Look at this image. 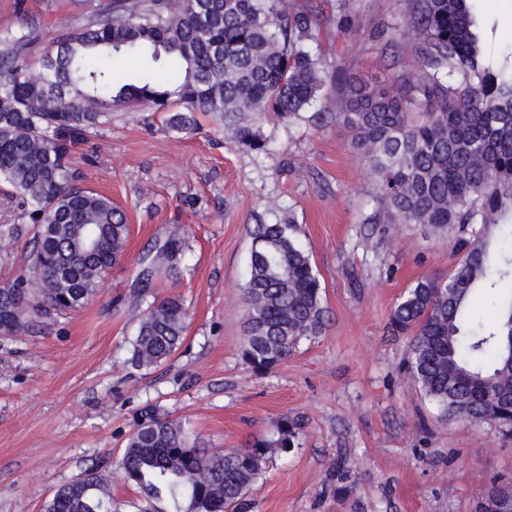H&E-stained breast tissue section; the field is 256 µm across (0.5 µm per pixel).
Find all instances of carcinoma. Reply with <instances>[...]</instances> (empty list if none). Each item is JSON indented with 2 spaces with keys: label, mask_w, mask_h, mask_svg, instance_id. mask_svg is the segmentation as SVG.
I'll return each instance as SVG.
<instances>
[{
  "label": "carcinoma",
  "mask_w": 512,
  "mask_h": 512,
  "mask_svg": "<svg viewBox=\"0 0 512 512\" xmlns=\"http://www.w3.org/2000/svg\"><path fill=\"white\" fill-rule=\"evenodd\" d=\"M474 0H404L415 40L393 62L389 82L346 79L336 123L363 158L373 202L366 224H422L456 235L460 259L448 276L411 284L389 327L410 337L404 369L444 420H494L512 431V56L482 50ZM318 6L291 11L283 0H101L81 25L59 20V35L38 66L27 59L33 28L0 39V183L35 225L24 272L0 287V335H26L40 315L76 311L124 254L126 213L112 199L75 184L74 142L112 119L149 105L180 130L196 113L224 121L239 143L267 148L255 123L294 121L324 88ZM117 55L143 60L117 72ZM179 62L167 70V58ZM243 287L247 331L241 354L264 375L325 324L322 286L294 224L250 231ZM92 237L94 253L78 244ZM178 232L140 259L132 362L151 369L181 345L189 316L177 296L150 291L156 275L186 267ZM493 295L491 323L470 308ZM301 423L284 418L273 434L243 450L221 452L189 441L186 421L148 408L119 463L142 492L141 512H238L271 453L294 443ZM43 512H117L107 476L90 471L59 488Z\"/></svg>",
  "instance_id": "carcinoma-1"
}]
</instances>
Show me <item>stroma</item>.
Here are the masks:
<instances>
[{
    "label": "stroma",
    "mask_w": 512,
    "mask_h": 512,
    "mask_svg": "<svg viewBox=\"0 0 512 512\" xmlns=\"http://www.w3.org/2000/svg\"><path fill=\"white\" fill-rule=\"evenodd\" d=\"M74 0H0V36L36 26L39 45L56 22L84 20ZM394 42L379 38L381 25ZM413 41L400 0H355L347 31L323 26L313 54L340 77L386 81ZM180 132L148 107L113 112L73 148L80 185L122 207L123 258L79 311L39 320L27 336L0 337V512H42L61 486L91 470L108 474L119 512L140 494L118 461L145 407L186 419L217 451L239 450L277 421L303 432L278 452L246 496V512H474L487 487L512 479V437L495 421L442 420L402 371L409 339L387 324L417 279L447 275L454 236L418 224H367L371 185L352 135L334 121L269 117L257 153L209 116ZM296 224L322 285V333L265 375L241 358L248 228ZM180 227L190 246L181 279L154 282L189 308L185 340L156 368L132 365L138 259ZM0 287L24 270L34 227L0 193Z\"/></svg>",
    "instance_id": "stroma-1"
}]
</instances>
